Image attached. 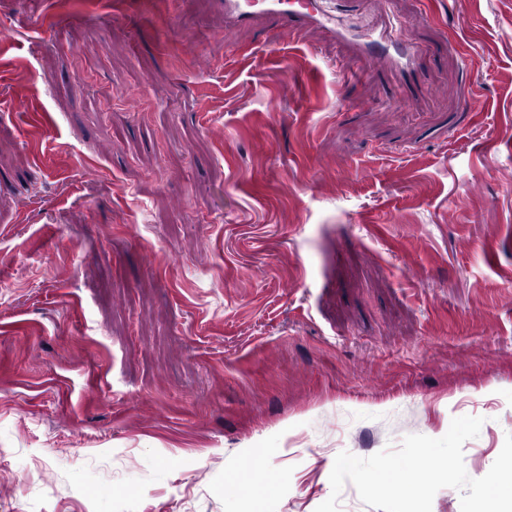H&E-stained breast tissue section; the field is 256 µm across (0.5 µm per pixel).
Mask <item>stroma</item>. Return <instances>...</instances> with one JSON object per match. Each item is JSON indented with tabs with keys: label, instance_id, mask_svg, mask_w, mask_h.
<instances>
[{
	"label": "stroma",
	"instance_id": "stroma-1",
	"mask_svg": "<svg viewBox=\"0 0 512 512\" xmlns=\"http://www.w3.org/2000/svg\"><path fill=\"white\" fill-rule=\"evenodd\" d=\"M417 101L215 0H0V512H315L334 460L512 433V0H364ZM457 53H449V44ZM137 107H130L129 97ZM467 121L456 113L467 99ZM253 463L245 465L237 471L228 475L231 486L235 488L237 492L240 491L245 497L249 498L253 510L248 512H263V504L268 494L270 485L276 481V477L272 476L267 484H259L253 478V472L255 468Z\"/></svg>",
	"mask_w": 512,
	"mask_h": 512
}]
</instances>
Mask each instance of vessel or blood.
<instances>
[{"label": "vessel or blood", "mask_w": 512, "mask_h": 512, "mask_svg": "<svg viewBox=\"0 0 512 512\" xmlns=\"http://www.w3.org/2000/svg\"><path fill=\"white\" fill-rule=\"evenodd\" d=\"M288 0H219L224 24L238 29H252L268 18L277 19L293 34L329 32L344 43L349 53L369 69L383 67L399 74L407 86L420 77L419 49L410 39H394L387 28H376L360 36L336 22V5L328 0L320 8L291 9Z\"/></svg>", "instance_id": "b4317fda"}]
</instances>
